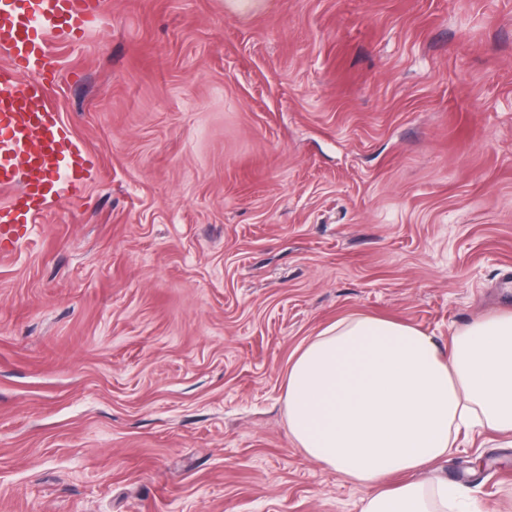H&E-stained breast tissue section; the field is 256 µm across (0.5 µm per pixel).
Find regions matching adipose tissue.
Listing matches in <instances>:
<instances>
[{"label":"adipose tissue","mask_w":512,"mask_h":512,"mask_svg":"<svg viewBox=\"0 0 512 512\" xmlns=\"http://www.w3.org/2000/svg\"><path fill=\"white\" fill-rule=\"evenodd\" d=\"M284 403L289 438L365 490L361 512H481L426 472L459 433L512 435V309L464 322L444 349L405 322L338 318L289 360Z\"/></svg>","instance_id":"ef3b65f1"}]
</instances>
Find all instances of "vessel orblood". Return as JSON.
<instances>
[{
  "mask_svg": "<svg viewBox=\"0 0 512 512\" xmlns=\"http://www.w3.org/2000/svg\"><path fill=\"white\" fill-rule=\"evenodd\" d=\"M99 0H0V254L23 239L44 206L76 198L92 161L47 101L57 76L52 39H80Z\"/></svg>",
  "mask_w": 512,
  "mask_h": 512,
  "instance_id": "obj_1",
  "label": "vessel or blood"
}]
</instances>
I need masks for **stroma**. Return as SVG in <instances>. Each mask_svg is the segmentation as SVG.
I'll use <instances>...</instances> for the list:
<instances>
[{"mask_svg":"<svg viewBox=\"0 0 512 512\" xmlns=\"http://www.w3.org/2000/svg\"><path fill=\"white\" fill-rule=\"evenodd\" d=\"M54 50L94 173L0 256V512H360L285 371L512 305V0H102ZM431 475L493 512L512 438Z\"/></svg>","mask_w":512,"mask_h":512,"instance_id":"obj_1","label":"stroma"}]
</instances>
